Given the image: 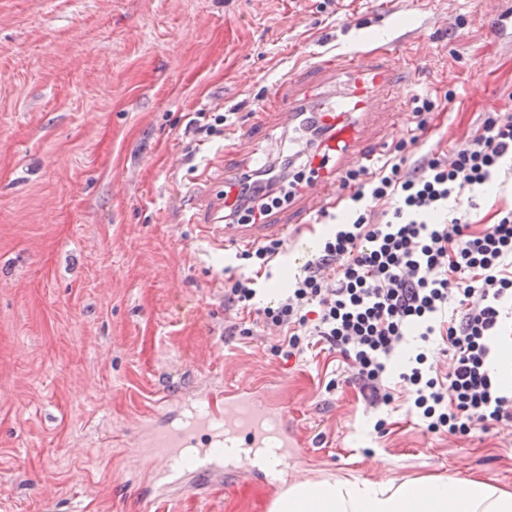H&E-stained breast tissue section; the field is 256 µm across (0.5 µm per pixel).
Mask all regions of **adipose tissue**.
<instances>
[{
	"label": "adipose tissue",
	"mask_w": 512,
	"mask_h": 512,
	"mask_svg": "<svg viewBox=\"0 0 512 512\" xmlns=\"http://www.w3.org/2000/svg\"><path fill=\"white\" fill-rule=\"evenodd\" d=\"M270 512H512V491L476 479L371 482L330 476L289 483Z\"/></svg>",
	"instance_id": "adipose-tissue-1"
}]
</instances>
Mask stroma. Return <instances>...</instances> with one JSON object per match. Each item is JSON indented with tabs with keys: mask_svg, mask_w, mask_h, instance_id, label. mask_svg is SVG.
<instances>
[{
	"mask_svg": "<svg viewBox=\"0 0 512 512\" xmlns=\"http://www.w3.org/2000/svg\"><path fill=\"white\" fill-rule=\"evenodd\" d=\"M492 27L485 0H0V512H47L50 498L56 512H268L274 494L245 466L209 499L128 498L157 471L135 426L171 384L267 390L308 444L296 480L512 491V427L427 434L403 382L395 409L373 407L327 345L286 360L276 331L225 335L235 253L199 230L222 218L225 169L287 149L279 118L238 134L313 53L426 44L399 89L435 101L417 147L446 152L512 102V40ZM198 112L232 122L200 145ZM510 205L505 165L471 220Z\"/></svg>",
	"mask_w": 512,
	"mask_h": 512,
	"instance_id": "stroma-1",
	"label": "stroma"
}]
</instances>
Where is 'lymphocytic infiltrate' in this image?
<instances>
[{"instance_id": "1", "label": "lymphocytic infiltrate", "mask_w": 512, "mask_h": 512, "mask_svg": "<svg viewBox=\"0 0 512 512\" xmlns=\"http://www.w3.org/2000/svg\"><path fill=\"white\" fill-rule=\"evenodd\" d=\"M320 126L309 129L303 161L242 174L227 186V217L252 224L283 206L315 175ZM512 159V113H486L474 135L451 155H415L398 142L385 161L353 173L350 203L318 253L301 267L277 300L253 301L273 277L283 251L272 240L241 253L238 275L224 282V302L237 318L230 336L279 333L277 354L302 353L318 339L348 360L371 405L391 406L389 366L407 337L448 347L446 370L417 353L402 380L413 402L407 412L431 434L468 435L512 423V391L490 370L491 343L512 330V207L474 231L469 204L503 159ZM395 201L387 220L371 204Z\"/></svg>"}]
</instances>
